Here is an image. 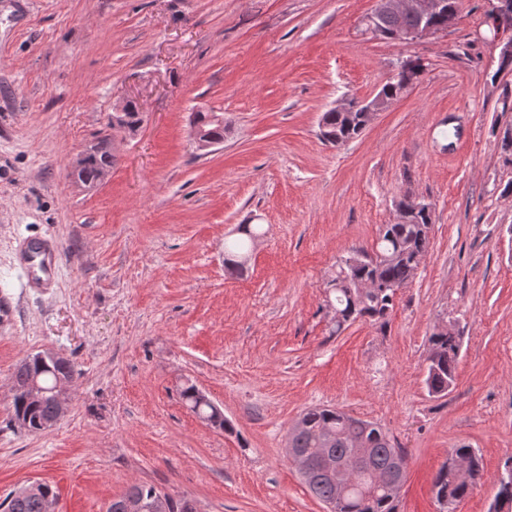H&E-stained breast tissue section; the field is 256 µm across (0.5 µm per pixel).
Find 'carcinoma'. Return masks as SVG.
Masks as SVG:
<instances>
[{
    "label": "carcinoma",
    "instance_id": "obj_1",
    "mask_svg": "<svg viewBox=\"0 0 512 512\" xmlns=\"http://www.w3.org/2000/svg\"><path fill=\"white\" fill-rule=\"evenodd\" d=\"M449 12L442 15L440 24L449 28L457 25L461 18L463 0H447ZM420 18L411 13L384 15L380 25L387 29L413 28ZM417 80V72L403 68L395 77L384 84L380 92L386 96H399ZM324 131L322 138L341 146L358 137L366 127L364 113L356 111L348 116L343 112H325L322 115ZM112 163L109 144L101 138L88 152L80 176L95 182L100 170ZM397 221L380 228L374 255L356 252L357 263L336 270L330 281L329 299L336 307V318L332 332L338 334L346 326L370 319L384 327L395 306L396 291L405 287L415 275L421 260L430 245L432 215L429 205L417 209L411 201H399ZM243 239L224 244V264L235 273V260L250 247L258 232L246 224L241 228ZM461 334L456 331L435 330L428 338L426 385L432 395H443L456 379ZM76 371L72 366L42 362L37 355H28L16 367L13 377L19 384L31 378H38L47 390L43 400L28 403L19 396L11 398V420L28 421L29 432H40L43 422L54 415V390L58 382L73 379ZM182 400L190 411L209 415L211 407L197 396L195 386L189 385L181 391ZM365 448L368 454L367 466L381 479L394 476L393 464L397 456H405L404 449L397 446L378 423L354 417L336 408H312L302 413L288 431V447L311 461L328 451L338 462L347 460L354 445ZM452 455L470 459L469 473L456 477L441 466L433 479V492L438 496L459 501L466 497L482 477L481 458L474 449L465 445L452 450ZM503 474L508 483L501 484L497 493L504 494L499 512H512V456L503 464ZM310 493L319 501L335 504V512H397V497L390 495L382 486L364 492L358 490L345 498L337 497L334 478L320 473L305 480ZM43 491L14 498L7 495L0 500V512H44L42 498H56V492L48 484H42ZM157 492L153 485L131 484L124 493L109 503L107 512H126V506L134 500L148 501Z\"/></svg>",
    "mask_w": 512,
    "mask_h": 512
}]
</instances>
